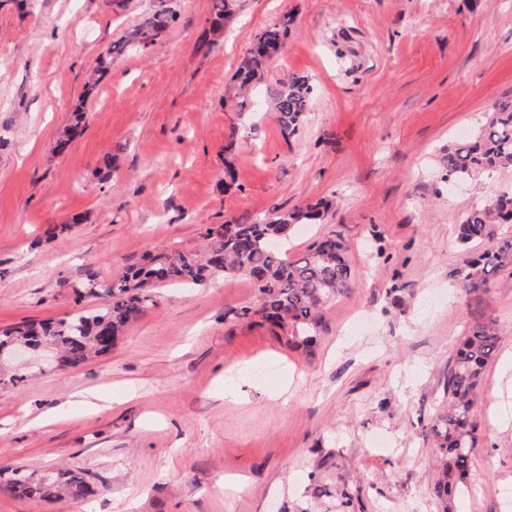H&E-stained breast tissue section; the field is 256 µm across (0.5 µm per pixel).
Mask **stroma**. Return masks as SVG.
I'll use <instances>...</instances> for the list:
<instances>
[{
    "mask_svg": "<svg viewBox=\"0 0 512 512\" xmlns=\"http://www.w3.org/2000/svg\"><path fill=\"white\" fill-rule=\"evenodd\" d=\"M238 2L203 48L210 0H167L175 22L113 56L88 96L99 55L158 0H0V328L72 313L87 273L116 278L201 249L203 227L320 200L325 220L288 252L339 234L356 283L310 354L234 320L255 290L221 277L156 290L108 356L0 385V469H82L92 490L44 503L0 484V512H512V278L469 293L451 274L467 257L458 224L512 169L463 190L440 172L443 149L512 97V0ZM286 13V46L240 114L235 71ZM294 75L314 99L288 142L266 93ZM82 95L86 122L58 148ZM488 319L501 341L477 395L471 491L444 506L424 429L458 341ZM241 364L276 376L225 395Z\"/></svg>",
    "mask_w": 512,
    "mask_h": 512,
    "instance_id": "obj_1",
    "label": "stroma"
}]
</instances>
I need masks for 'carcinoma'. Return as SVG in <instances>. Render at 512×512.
I'll list each match as a JSON object with an SVG mask.
<instances>
[{
  "label": "carcinoma",
  "mask_w": 512,
  "mask_h": 512,
  "mask_svg": "<svg viewBox=\"0 0 512 512\" xmlns=\"http://www.w3.org/2000/svg\"><path fill=\"white\" fill-rule=\"evenodd\" d=\"M233 2L211 0L210 28L220 26L232 14ZM174 20L173 12L159 9L146 19L142 29L114 43L110 52L127 50L135 43L146 46ZM292 24L293 18L285 15L263 30L235 73L242 89H249L261 79L263 66L285 46ZM312 94L308 80L296 76L268 91L284 140L298 135ZM83 105L81 101L75 106V124L64 130L59 148L67 146L77 132L84 119ZM441 164L444 179L454 183L472 181L499 168H512V99L493 103L476 134L449 145ZM326 213L327 207L319 203L266 219H232L216 228L205 227V244L200 252L149 258L143 264L129 266L121 277L108 283L89 273L71 288L79 299H103L101 306L79 309L57 320L22 322L0 331V352L9 353L20 341L35 348L51 343L60 353V365L76 368L112 350L127 328L154 303L153 290L172 283L205 288L219 276H244L255 289V305L241 307L235 312L236 318L248 321L257 316L279 329L289 347L311 351L324 307L355 285L348 246L334 234L312 242L297 257L288 255V240L296 227L319 224ZM507 224H512V190L493 194L466 213L458 226V242L463 247L481 243L483 250L453 271L462 288L469 292L486 288L490 275L512 264V236L504 238L499 233ZM499 342L492 321L475 325L463 336L448 368V403L426 426L425 436L439 459L433 493L443 502L455 492L470 490L466 477L479 437L475 395ZM8 484L21 496L47 502L61 496L80 499L90 490L80 469H60L47 477L15 470Z\"/></svg>",
  "instance_id": "cac0c4a2"
}]
</instances>
